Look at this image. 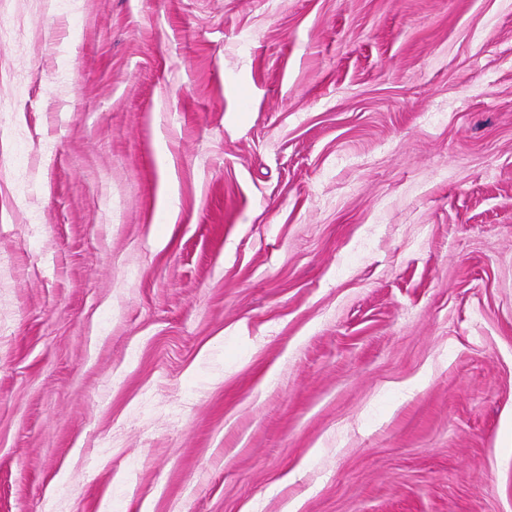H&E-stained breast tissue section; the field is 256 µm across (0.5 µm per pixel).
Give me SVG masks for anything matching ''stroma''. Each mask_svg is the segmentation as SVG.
Segmentation results:
<instances>
[{
  "mask_svg": "<svg viewBox=\"0 0 512 512\" xmlns=\"http://www.w3.org/2000/svg\"><path fill=\"white\" fill-rule=\"evenodd\" d=\"M0 512H512V0H0Z\"/></svg>",
  "mask_w": 512,
  "mask_h": 512,
  "instance_id": "1",
  "label": "stroma"
}]
</instances>
